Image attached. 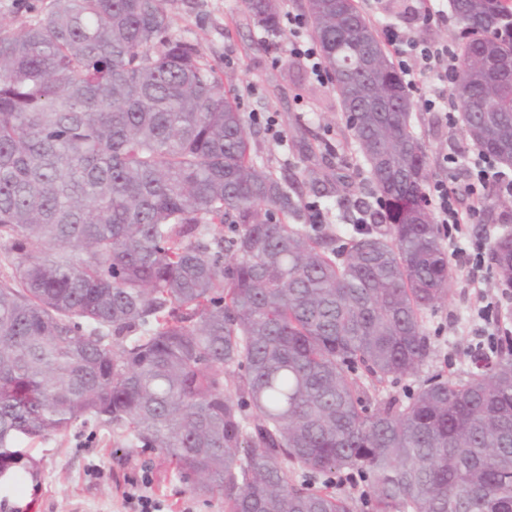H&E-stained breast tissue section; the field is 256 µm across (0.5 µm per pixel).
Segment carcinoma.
I'll return each mask as SVG.
<instances>
[{
    "label": "carcinoma",
    "instance_id": "cac0c4a2",
    "mask_svg": "<svg viewBox=\"0 0 512 512\" xmlns=\"http://www.w3.org/2000/svg\"><path fill=\"white\" fill-rule=\"evenodd\" d=\"M246 5L278 32L279 0ZM450 7L469 92L454 121L512 167V37L494 36L512 0ZM303 9L387 225L340 250L288 223V182L166 0H51L0 23L1 469L83 418L160 449L224 512H512V350L371 411L353 376L416 373L451 270L384 44L356 0ZM489 251L512 283V235Z\"/></svg>",
    "mask_w": 512,
    "mask_h": 512
}]
</instances>
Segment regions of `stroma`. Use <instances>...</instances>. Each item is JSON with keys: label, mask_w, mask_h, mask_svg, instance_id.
Masks as SVG:
<instances>
[{"label": "stroma", "mask_w": 512, "mask_h": 512, "mask_svg": "<svg viewBox=\"0 0 512 512\" xmlns=\"http://www.w3.org/2000/svg\"><path fill=\"white\" fill-rule=\"evenodd\" d=\"M172 28L194 44L204 60L234 94L247 116L255 153L288 182L301 206H320L325 227L348 223L345 203L370 199L373 187L367 165L346 133L332 83L317 82L308 69L289 57L294 39L287 20L280 37L269 36L250 17L245 0H167ZM428 88L413 93L412 130L428 156V180L448 177L442 158L451 145L470 142L455 122L423 109ZM273 113L283 140L268 134L253 113ZM345 183H337V174ZM474 238L493 243L512 234V198L492 200ZM502 283L492 264H484L480 289L470 288L453 269L445 298L426 314L430 354L412 377L386 383L383 395L407 394L422 381L463 373L479 340L478 310L496 303ZM28 473L0 481V512H127L125 496L146 481V494L163 504V512H224L218 496L196 495L160 450L136 448L112 428L77 421L66 435L26 445Z\"/></svg>", "instance_id": "obj_1"}]
</instances>
